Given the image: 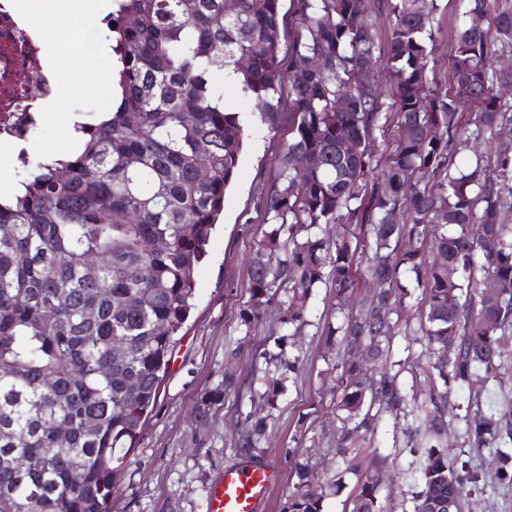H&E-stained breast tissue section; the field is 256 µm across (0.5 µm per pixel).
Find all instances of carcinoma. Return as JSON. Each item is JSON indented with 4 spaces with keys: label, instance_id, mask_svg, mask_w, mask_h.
<instances>
[{
    "label": "carcinoma",
    "instance_id": "obj_1",
    "mask_svg": "<svg viewBox=\"0 0 512 512\" xmlns=\"http://www.w3.org/2000/svg\"><path fill=\"white\" fill-rule=\"evenodd\" d=\"M466 2L446 91L428 70L436 6L388 0L387 105L371 83L374 40L360 0H296L286 68L280 0H112L115 101L76 127L78 152L34 158L17 193L0 200V512H110L126 458L117 449L133 446L158 402L246 144L224 95L226 68L265 119L285 84L294 109L240 323L250 332L274 306L294 336L308 324L312 289L331 288L335 321L325 343L337 349V454L357 479L351 512H383L376 465L362 463L358 450L379 413L409 406L405 364L390 358L408 295L403 278L414 279L419 327L404 333L425 338L433 358L427 404L416 411L434 437L419 459L414 512H461L463 479L444 448L448 382L463 391L500 378L498 337L512 331V156L464 155L472 139L512 136V106L496 93L512 74L494 66L512 48V0ZM476 14L494 34L474 26ZM339 98L347 111H336ZM390 128L392 150L376 174L371 137ZM294 154L303 169L290 166ZM396 210L404 223H389ZM329 224L342 233L327 237ZM478 225L487 236L473 235ZM429 244L439 259L427 265ZM278 251L285 258L274 267ZM88 253L102 257L94 271ZM362 257L372 293L354 316L347 306ZM358 339L371 351L365 364L350 355ZM118 341L126 344L119 364ZM263 358L274 374L253 395L272 412L300 359ZM387 361L398 370L385 371ZM225 391L205 393L199 415L224 404ZM464 418L477 446L512 441V409L505 420ZM59 426L69 431L63 441ZM265 427L266 418L247 414L240 446L255 447ZM294 474L284 512H323L312 466L297 462Z\"/></svg>",
    "mask_w": 512,
    "mask_h": 512
}]
</instances>
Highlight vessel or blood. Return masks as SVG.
Here are the masks:
<instances>
[{"mask_svg":"<svg viewBox=\"0 0 512 512\" xmlns=\"http://www.w3.org/2000/svg\"><path fill=\"white\" fill-rule=\"evenodd\" d=\"M268 467L241 466L225 471L209 492L210 512H257L271 487Z\"/></svg>","mask_w":512,"mask_h":512,"instance_id":"obj_1","label":"vessel or blood"}]
</instances>
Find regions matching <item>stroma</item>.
Here are the masks:
<instances>
[{"instance_id": "1", "label": "stroma", "mask_w": 512, "mask_h": 512, "mask_svg": "<svg viewBox=\"0 0 512 512\" xmlns=\"http://www.w3.org/2000/svg\"><path fill=\"white\" fill-rule=\"evenodd\" d=\"M434 3L440 29L434 36L429 68L446 87L451 82L452 38L463 4L461 0ZM227 96L247 124L250 137L226 192L224 213L212 234L208 255L196 273L184 337L164 376L158 403L117 478L111 512H208L209 488L225 469L239 465L276 468L278 479L259 512H282L294 482V460L300 453L308 457L318 475L342 473L341 490L327 493L323 510L348 512L356 480L343 474L342 461L335 454L340 427L332 370L336 354L327 349L323 335L324 317L334 304L328 288L314 289L308 301L310 322L295 343L302 365L289 380L279 410L268 419L265 440L250 450L238 446L242 420L254 406L250 382L262 376L265 368L259 354L276 350L281 335L278 319L270 312L255 335L245 336L237 313L249 297V260L267 227L266 194L284 158L292 104L282 98L278 113L267 121L254 100L237 88L228 87ZM392 358L416 366V373H402L401 379L419 402H426L427 358L420 342L396 336ZM228 378L235 386L223 406L208 417L197 416L203 394ZM460 400V391L449 386L448 452L455 465L464 466L476 478L465 486L464 512H512V483L502 480L499 457L503 451L512 455V443L498 450L470 445L464 436L465 422L455 409ZM418 426L414 417L387 413L364 443L365 459L386 458L378 491L384 512H413L419 477L410 448Z\"/></svg>"}]
</instances>
